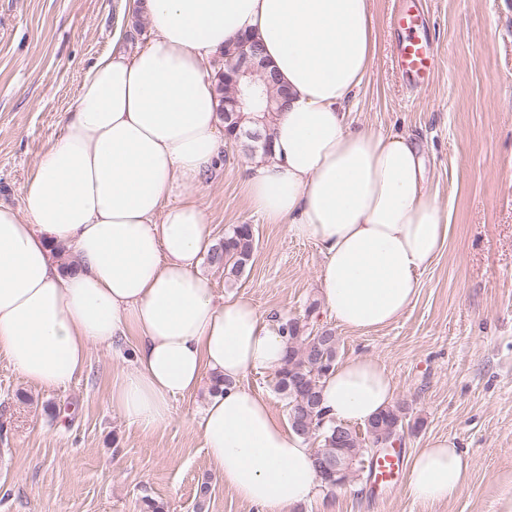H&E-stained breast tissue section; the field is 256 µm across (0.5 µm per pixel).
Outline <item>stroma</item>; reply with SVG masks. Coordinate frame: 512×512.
Listing matches in <instances>:
<instances>
[{"instance_id": "stroma-1", "label": "stroma", "mask_w": 512, "mask_h": 512, "mask_svg": "<svg viewBox=\"0 0 512 512\" xmlns=\"http://www.w3.org/2000/svg\"><path fill=\"white\" fill-rule=\"evenodd\" d=\"M413 4L438 59L430 84L410 91L395 69L403 0H375L376 53L348 115L422 145L448 220V241L411 307L375 331L338 326L320 304L317 246L250 209L243 181L255 159L239 145L225 146L199 194L213 240L249 224L254 252L232 283L208 262L199 270L219 295L333 330L338 360H378L397 388L405 458L432 439H454L471 461V481L454 501L430 504L412 500L404 483L379 488L359 475L292 512H498L500 479L512 472V0ZM128 10L127 0H0V203L19 206L118 20L127 21L125 52L148 45L147 22ZM129 366L94 346L79 377L47 390L0 355V512H143L148 497L164 512H257L225 489L205 452L197 429L205 390L175 398L172 421L147 434L110 405Z\"/></svg>"}]
</instances>
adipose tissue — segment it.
I'll use <instances>...</instances> for the list:
<instances>
[{"mask_svg": "<svg viewBox=\"0 0 512 512\" xmlns=\"http://www.w3.org/2000/svg\"><path fill=\"white\" fill-rule=\"evenodd\" d=\"M153 37L134 56L112 51L83 73L63 134L32 168L19 206L0 204V354L28 382L64 387L91 346L134 365L110 399L142 432L172 420L171 401L204 377L230 380L198 430L224 486L260 512H291L321 484L314 452L242 380L280 368L278 320L251 300L218 296L198 265L211 246L193 189L219 159L210 76L226 42L250 32L294 98L272 124V151L245 183L267 223L313 242L323 303L344 328L370 331L410 307L421 273L448 239L409 135L347 120L375 52L373 0H138ZM71 247L63 268L52 248ZM395 385L368 356L336 365L322 406L342 423L391 406ZM471 463L454 440L415 454L406 492L449 501Z\"/></svg>", "mask_w": 512, "mask_h": 512, "instance_id": "obj_1", "label": "adipose tissue"}]
</instances>
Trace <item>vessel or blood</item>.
Segmentation results:
<instances>
[{
  "mask_svg": "<svg viewBox=\"0 0 512 512\" xmlns=\"http://www.w3.org/2000/svg\"><path fill=\"white\" fill-rule=\"evenodd\" d=\"M398 25L405 31L406 36L399 41L396 49V70L405 86L414 89L427 81L435 71L437 58L428 40L420 34L425 26V19L420 13L411 9L401 12ZM403 463V458L397 454H388L374 460L375 480L384 484L392 483Z\"/></svg>",
  "mask_w": 512,
  "mask_h": 512,
  "instance_id": "vessel-or-blood-1",
  "label": "vessel or blood"
}]
</instances>
